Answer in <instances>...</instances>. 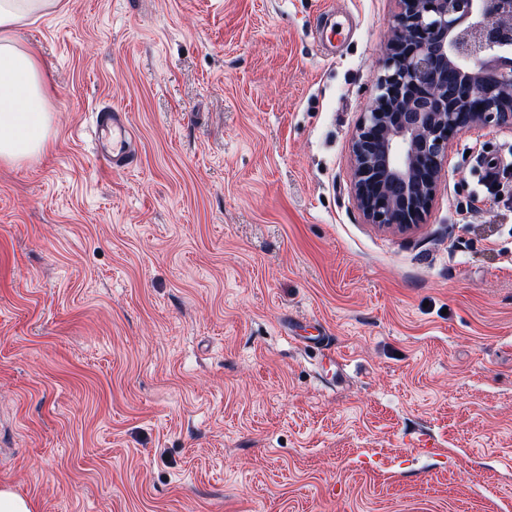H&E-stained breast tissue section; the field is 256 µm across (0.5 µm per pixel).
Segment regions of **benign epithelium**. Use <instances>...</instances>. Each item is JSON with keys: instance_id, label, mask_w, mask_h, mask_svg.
I'll use <instances>...</instances> for the list:
<instances>
[{"instance_id": "1", "label": "benign epithelium", "mask_w": 512, "mask_h": 512, "mask_svg": "<svg viewBox=\"0 0 512 512\" xmlns=\"http://www.w3.org/2000/svg\"><path fill=\"white\" fill-rule=\"evenodd\" d=\"M396 3L352 189L367 223L404 230L432 206L459 132L512 130V0Z\"/></svg>"}]
</instances>
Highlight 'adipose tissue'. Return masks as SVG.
Here are the masks:
<instances>
[{"instance_id":"1","label":"adipose tissue","mask_w":512,"mask_h":512,"mask_svg":"<svg viewBox=\"0 0 512 512\" xmlns=\"http://www.w3.org/2000/svg\"><path fill=\"white\" fill-rule=\"evenodd\" d=\"M59 0H0V161L21 163L47 150L53 127L49 94L38 58L13 32Z\"/></svg>"}]
</instances>
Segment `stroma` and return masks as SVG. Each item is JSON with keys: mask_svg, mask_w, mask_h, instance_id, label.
Masks as SVG:
<instances>
[{"mask_svg": "<svg viewBox=\"0 0 512 512\" xmlns=\"http://www.w3.org/2000/svg\"><path fill=\"white\" fill-rule=\"evenodd\" d=\"M395 10L60 0L16 28L54 135L0 162V487L34 512H512V170L484 178L512 130L458 134L423 224L366 223L351 144ZM105 106L129 170L97 153ZM111 134V148L105 149L100 146L103 140L109 142ZM95 136H97L101 156L112 164L114 170H126L132 167L136 141L126 112L112 107L99 109L95 119Z\"/></svg>", "mask_w": 512, "mask_h": 512, "instance_id": "obj_1", "label": "stroma"}]
</instances>
